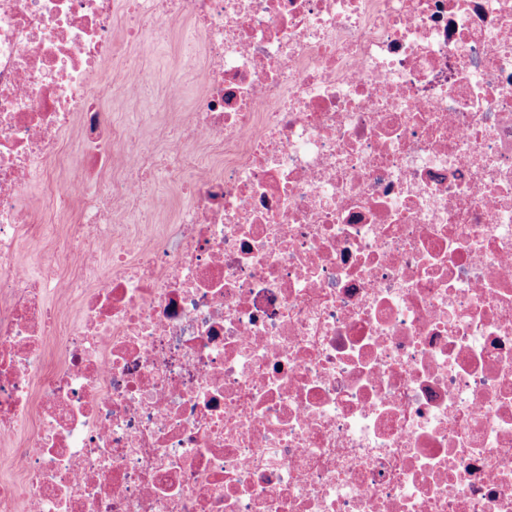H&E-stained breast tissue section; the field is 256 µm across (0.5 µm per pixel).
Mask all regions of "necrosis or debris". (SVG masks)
Returning a JSON list of instances; mask_svg holds the SVG:
<instances>
[{"instance_id": "4bbe7bcc", "label": "necrosis or debris", "mask_w": 512, "mask_h": 512, "mask_svg": "<svg viewBox=\"0 0 512 512\" xmlns=\"http://www.w3.org/2000/svg\"><path fill=\"white\" fill-rule=\"evenodd\" d=\"M0 445V512H512V0H0ZM182 19L174 22V31L171 39L156 58L157 66L164 72V77L153 87L146 90L145 95L148 99V109L152 113L158 112L160 115L172 111L187 110L192 107L197 94L198 77L187 78L185 92L182 100L178 103H170L166 93V77L169 74L178 75V61L185 50V44L180 35L182 27ZM181 186L169 181L165 176L159 177L156 186V205L161 211H168L170 217L177 215L184 204Z\"/></svg>"}]
</instances>
